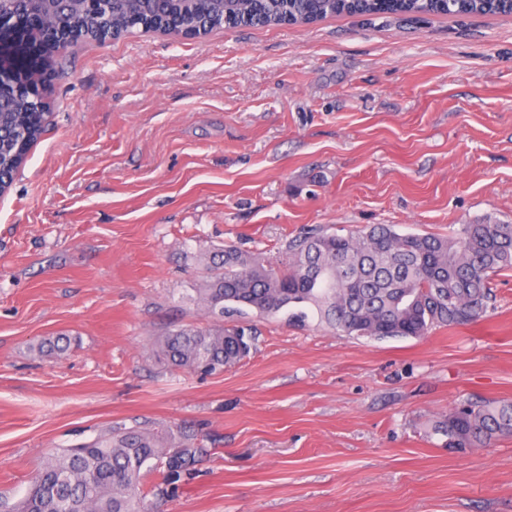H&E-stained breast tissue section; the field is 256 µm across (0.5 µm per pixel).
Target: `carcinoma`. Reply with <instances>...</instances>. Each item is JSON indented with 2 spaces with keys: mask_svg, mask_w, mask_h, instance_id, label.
Masks as SVG:
<instances>
[{
  "mask_svg": "<svg viewBox=\"0 0 512 512\" xmlns=\"http://www.w3.org/2000/svg\"><path fill=\"white\" fill-rule=\"evenodd\" d=\"M508 16V0H193L167 12L151 0H119L86 34L94 41L166 32L193 38L199 30L310 25L341 16ZM0 176L13 177L46 131L45 113L30 97L0 101ZM283 266L258 252L226 245L205 255V275L184 299L211 318L159 337L164 366L220 373L254 347V316L285 312L304 326L310 315L343 336L374 340L421 337L469 325L493 306L492 277L512 269V224L491 216L460 224L446 236L401 235L388 224L339 235L308 228L285 242ZM77 344L68 334L32 345L62 357ZM451 450L488 447L512 436V401H467L434 425ZM201 449L187 432L109 428L90 442L56 452L32 478L28 495L5 512H158L152 498L192 470Z\"/></svg>",
  "mask_w": 512,
  "mask_h": 512,
  "instance_id": "carcinoma-1",
  "label": "carcinoma"
}]
</instances>
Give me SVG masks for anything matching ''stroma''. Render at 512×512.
Instances as JSON below:
<instances>
[{"mask_svg":"<svg viewBox=\"0 0 512 512\" xmlns=\"http://www.w3.org/2000/svg\"><path fill=\"white\" fill-rule=\"evenodd\" d=\"M52 123L0 195V497L115 424L184 428L204 454L163 512H512V437L432 432L512 401V271L494 308L421 338L253 318L215 375L152 354L205 325L201 253L278 258L303 226L447 234L512 224V17L343 16L136 33L47 59ZM60 359L31 344L58 333ZM77 344V338L68 334L44 337L32 344V350L39 356L62 357L72 350ZM434 433L448 439V449L464 452L488 447L512 436V401L476 400L456 406L434 425Z\"/></svg>","mask_w":512,"mask_h":512,"instance_id":"35a3bbf8","label":"stroma"}]
</instances>
